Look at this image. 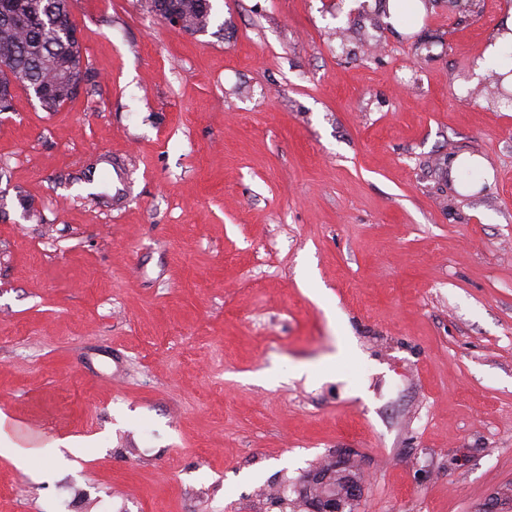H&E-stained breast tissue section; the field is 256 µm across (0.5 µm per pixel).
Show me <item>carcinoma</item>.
<instances>
[{"mask_svg": "<svg viewBox=\"0 0 512 512\" xmlns=\"http://www.w3.org/2000/svg\"><path fill=\"white\" fill-rule=\"evenodd\" d=\"M151 12L162 17L172 10L182 13L185 30H207L212 16L211 0H147ZM82 46L71 19L70 0H0V107L11 108L13 94L9 76L31 83L42 92L44 110L55 112L76 96L74 76L91 81Z\"/></svg>", "mask_w": 512, "mask_h": 512, "instance_id": "carcinoma-1", "label": "carcinoma"}]
</instances>
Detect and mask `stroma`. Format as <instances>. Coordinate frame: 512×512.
Returning a JSON list of instances; mask_svg holds the SVG:
<instances>
[{
    "label": "stroma",
    "instance_id": "stroma-1",
    "mask_svg": "<svg viewBox=\"0 0 512 512\" xmlns=\"http://www.w3.org/2000/svg\"><path fill=\"white\" fill-rule=\"evenodd\" d=\"M212 4L71 0L92 88L0 112V512H305L343 450L359 512H477L512 483V105L477 68L512 0ZM146 3L151 12L162 18L168 13L164 19L172 27L182 29L184 17L185 30L192 33L205 32L211 21V0H148ZM172 10L181 12L183 17Z\"/></svg>",
    "mask_w": 512,
    "mask_h": 512
}]
</instances>
